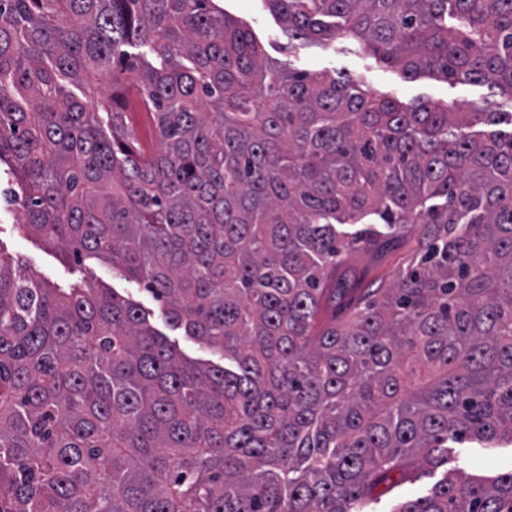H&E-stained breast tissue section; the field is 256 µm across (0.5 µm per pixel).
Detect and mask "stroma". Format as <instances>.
Instances as JSON below:
<instances>
[{"instance_id": "35a3bbf8", "label": "stroma", "mask_w": 512, "mask_h": 512, "mask_svg": "<svg viewBox=\"0 0 512 512\" xmlns=\"http://www.w3.org/2000/svg\"><path fill=\"white\" fill-rule=\"evenodd\" d=\"M220 8L230 17L246 23L262 42L268 56L280 59L299 69L342 74L361 88L396 98L408 103L414 100L443 102L469 108L512 109V102L494 95L485 85L449 84L431 77L406 79L402 71L366 54L358 39L343 37L324 46L311 41L292 42L282 24L268 10L263 0H218ZM24 212L19 208L0 209V254L23 257L31 271L38 277L60 288L93 282L104 288L114 289L129 298L150 314L151 324L167 339L176 343L189 358L207 361L212 353L203 345L181 332L168 329L162 314L163 305L143 285L125 279L99 260L88 258L80 262L67 259L55 248L38 238L24 235L20 223ZM421 238L420 225H412L408 238L401 246L383 257L358 251L354 261L365 275V282L375 285L391 281L402 265L417 249ZM456 472L471 475H493L512 469V445L502 444L486 450L460 445L448 457V467Z\"/></svg>"}]
</instances>
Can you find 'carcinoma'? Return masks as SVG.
Returning a JSON list of instances; mask_svg holds the SVG:
<instances>
[{
	"instance_id": "1",
	"label": "carcinoma",
	"mask_w": 512,
	"mask_h": 512,
	"mask_svg": "<svg viewBox=\"0 0 512 512\" xmlns=\"http://www.w3.org/2000/svg\"><path fill=\"white\" fill-rule=\"evenodd\" d=\"M266 2L292 40L512 99V0ZM2 163L19 229L224 364L0 255V512H365L450 442L512 444V112L291 68L214 0H0ZM412 224L422 249L356 287L350 250ZM392 512H512V470Z\"/></svg>"
}]
</instances>
